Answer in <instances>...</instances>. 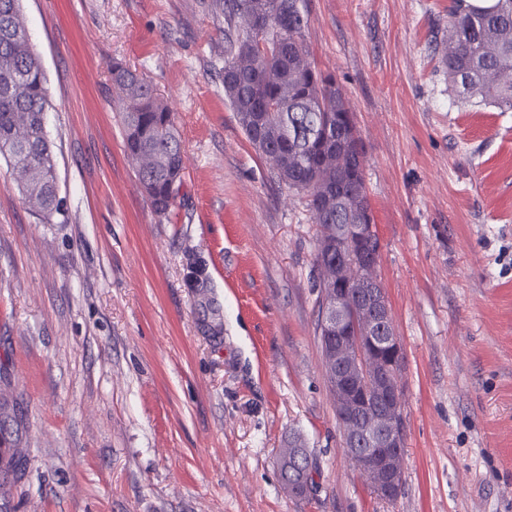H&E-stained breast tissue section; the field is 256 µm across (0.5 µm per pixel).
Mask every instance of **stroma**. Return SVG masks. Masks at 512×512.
<instances>
[{
    "label": "stroma",
    "instance_id": "35a3bbf8",
    "mask_svg": "<svg viewBox=\"0 0 512 512\" xmlns=\"http://www.w3.org/2000/svg\"><path fill=\"white\" fill-rule=\"evenodd\" d=\"M452 0H303L306 42L356 116L404 349L405 477L350 466L316 335V226L224 102L215 0H21L51 107L63 215L0 161V458L11 512H512V112L460 108ZM168 100L184 184L155 216L108 66ZM212 279L190 287L186 252ZM302 437L309 499L280 478Z\"/></svg>",
    "mask_w": 512,
    "mask_h": 512
}]
</instances>
